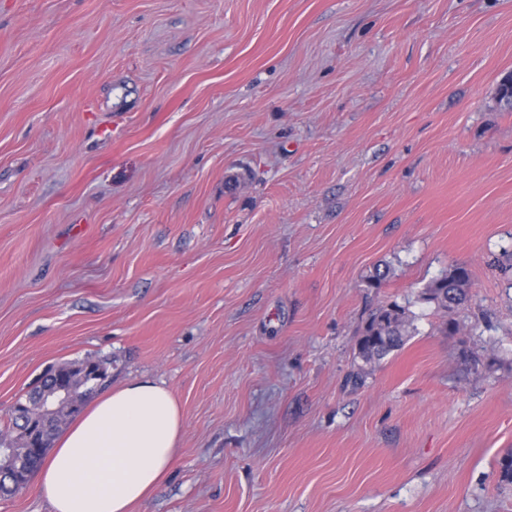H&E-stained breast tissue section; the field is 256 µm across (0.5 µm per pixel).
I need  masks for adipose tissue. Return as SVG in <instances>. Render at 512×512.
<instances>
[{
  "mask_svg": "<svg viewBox=\"0 0 512 512\" xmlns=\"http://www.w3.org/2000/svg\"><path fill=\"white\" fill-rule=\"evenodd\" d=\"M182 429V409L164 384H118L57 440L39 490L52 512H131L167 480Z\"/></svg>",
  "mask_w": 512,
  "mask_h": 512,
  "instance_id": "adipose-tissue-1",
  "label": "adipose tissue"
}]
</instances>
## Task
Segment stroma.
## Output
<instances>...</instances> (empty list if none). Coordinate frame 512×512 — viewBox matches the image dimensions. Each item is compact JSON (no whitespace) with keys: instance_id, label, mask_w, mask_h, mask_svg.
<instances>
[{"instance_id":"1","label":"stroma","mask_w":512,"mask_h":512,"mask_svg":"<svg viewBox=\"0 0 512 512\" xmlns=\"http://www.w3.org/2000/svg\"><path fill=\"white\" fill-rule=\"evenodd\" d=\"M511 72L512 0H0V420L99 359L183 410L134 512H512ZM471 288L470 273L463 266H453L448 273L431 281L420 294V300L434 305V308L448 317L443 329L448 334L460 332L459 322L452 317L461 306L469 301ZM413 330L412 318L396 302L380 307L367 319L357 342V355L372 367L377 361L400 349Z\"/></svg>"}]
</instances>
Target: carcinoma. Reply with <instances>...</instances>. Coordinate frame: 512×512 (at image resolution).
<instances>
[{
    "instance_id": "carcinoma-1",
    "label": "carcinoma",
    "mask_w": 512,
    "mask_h": 512,
    "mask_svg": "<svg viewBox=\"0 0 512 512\" xmlns=\"http://www.w3.org/2000/svg\"><path fill=\"white\" fill-rule=\"evenodd\" d=\"M471 288L467 268L456 265L442 277L431 281L420 294V300L434 305L446 316L443 329L450 333L460 332L459 322L452 317L461 306L469 301ZM413 330L412 318L405 307L392 302L373 312L367 319L357 342V355L365 366L353 374L354 382L362 381L366 366L383 359L400 349Z\"/></svg>"
}]
</instances>
